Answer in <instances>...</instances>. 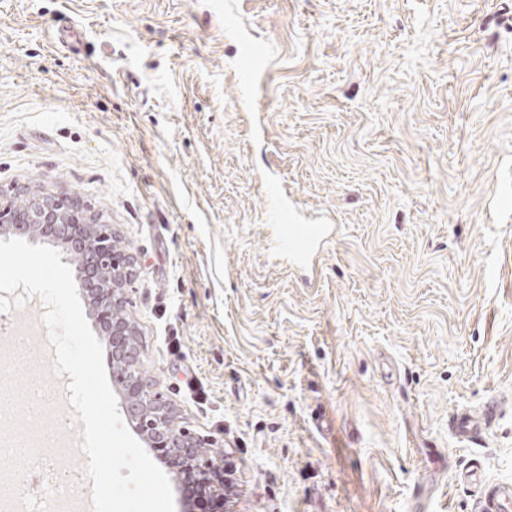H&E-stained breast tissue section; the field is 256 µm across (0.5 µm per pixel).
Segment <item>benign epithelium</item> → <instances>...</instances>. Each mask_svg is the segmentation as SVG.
Here are the masks:
<instances>
[{"mask_svg": "<svg viewBox=\"0 0 512 512\" xmlns=\"http://www.w3.org/2000/svg\"><path fill=\"white\" fill-rule=\"evenodd\" d=\"M80 207L75 198L67 203H56L40 210L35 215L27 214L13 205V200L0 204V227L9 226L19 236L32 233L33 227H38L37 234L43 238L68 241L75 237L78 228L84 233L93 235L96 243L91 245L85 240L78 246L84 256L79 271V282L85 291L101 290L102 279L112 281L108 295L101 300L103 305L102 317L112 321V364L126 362L134 365L140 362V352L132 338L128 322L115 320L117 306L123 304V287L130 280V262L121 261L112 252L108 234L98 227L90 228L84 224L73 223L75 212ZM124 383L135 394L123 399L121 408L124 415L135 422L140 431L152 443L171 449L168 465L177 469L186 461L200 458V442L189 430L178 428L166 401L152 391V385L141 377H128Z\"/></svg>", "mask_w": 512, "mask_h": 512, "instance_id": "1", "label": "benign epithelium"}]
</instances>
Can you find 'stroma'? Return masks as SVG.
Returning <instances> with one entry per match:
<instances>
[{"mask_svg":"<svg viewBox=\"0 0 512 512\" xmlns=\"http://www.w3.org/2000/svg\"><path fill=\"white\" fill-rule=\"evenodd\" d=\"M20 186L133 260L141 373L222 460L223 512H475L459 472L512 483V0H0ZM283 202L337 226L314 263L277 250ZM242 58L241 69L245 78H249L257 71L264 69L267 64L266 49L259 45L246 48ZM498 412L496 401H489L484 404L479 415L469 413H457L453 416V429L461 436L467 437L470 441L481 440L487 428L494 422Z\"/></svg>","mask_w":512,"mask_h":512,"instance_id":"1","label":"stroma"}]
</instances>
